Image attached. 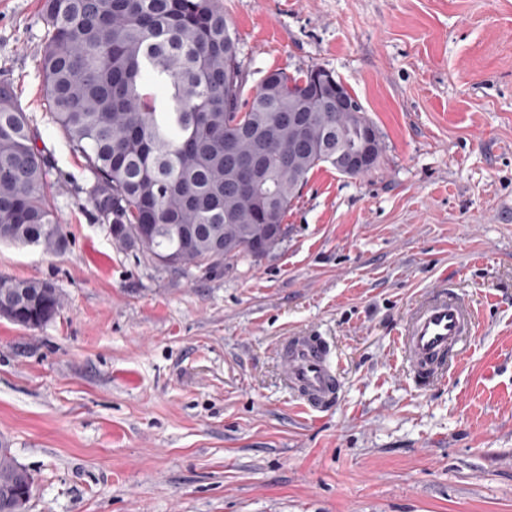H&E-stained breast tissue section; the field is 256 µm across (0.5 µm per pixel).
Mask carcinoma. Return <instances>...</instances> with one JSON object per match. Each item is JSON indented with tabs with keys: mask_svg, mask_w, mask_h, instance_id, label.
Returning <instances> with one entry per match:
<instances>
[{
	"mask_svg": "<svg viewBox=\"0 0 512 512\" xmlns=\"http://www.w3.org/2000/svg\"><path fill=\"white\" fill-rule=\"evenodd\" d=\"M40 59L47 116L91 175L86 200L113 241L146 260L184 271L215 261L259 259L309 174L336 147L357 148L365 112L348 89L345 112L325 97L310 69L269 72L246 94L237 39L219 0H44ZM167 90L158 100L153 88ZM310 116L313 146L288 166L292 134L267 137L275 115ZM33 119L0 86V241L64 250L45 191L50 161ZM268 153V182L245 194L229 178L238 154ZM47 281L0 277V308L38 328L63 308ZM34 479L12 449L0 448V512H27Z\"/></svg>",
	"mask_w": 512,
	"mask_h": 512,
	"instance_id": "carcinoma-1",
	"label": "carcinoma"
}]
</instances>
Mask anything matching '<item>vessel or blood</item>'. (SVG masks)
<instances>
[{
	"instance_id": "vessel-or-blood-1",
	"label": "vessel or blood",
	"mask_w": 512,
	"mask_h": 512,
	"mask_svg": "<svg viewBox=\"0 0 512 512\" xmlns=\"http://www.w3.org/2000/svg\"><path fill=\"white\" fill-rule=\"evenodd\" d=\"M476 319L470 302L451 290L428 294L411 311L397 344L415 384H433L448 375L446 359L471 336ZM285 385L296 392L310 410L330 407L338 389V371L323 337L297 335L280 350Z\"/></svg>"
}]
</instances>
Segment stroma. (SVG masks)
Returning a JSON list of instances; mask_svg holds the SVG:
<instances>
[{
    "instance_id": "1",
    "label": "stroma",
    "mask_w": 512,
    "mask_h": 512,
    "mask_svg": "<svg viewBox=\"0 0 512 512\" xmlns=\"http://www.w3.org/2000/svg\"><path fill=\"white\" fill-rule=\"evenodd\" d=\"M247 90L330 71L386 149L324 164L258 260L166 270L115 245L46 116L43 0H0V85L38 126L68 245L0 243V277L51 282L60 313L0 318V441L29 512H512V0H223ZM448 281L478 312L445 381L395 340ZM330 341L340 392L310 413L281 336Z\"/></svg>"
}]
</instances>
